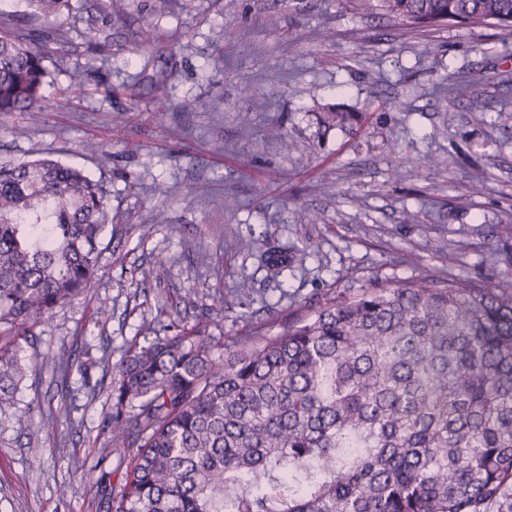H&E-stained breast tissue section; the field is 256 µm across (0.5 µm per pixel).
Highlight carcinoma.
Returning a JSON list of instances; mask_svg holds the SVG:
<instances>
[{
	"label": "carcinoma",
	"mask_w": 512,
	"mask_h": 512,
	"mask_svg": "<svg viewBox=\"0 0 512 512\" xmlns=\"http://www.w3.org/2000/svg\"><path fill=\"white\" fill-rule=\"evenodd\" d=\"M0 14V112L41 107L73 0ZM136 5V46L158 38ZM415 25H495L512 0H361ZM324 131L352 124L321 108ZM100 182L38 157L0 164V335L27 336L99 269ZM113 373L112 451L137 449L112 512H512V281L425 276L340 293L269 336L166 324ZM224 355H214V350ZM18 366L0 345V409Z\"/></svg>",
	"instance_id": "obj_1"
}]
</instances>
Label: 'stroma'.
<instances>
[{
    "label": "stroma",
    "mask_w": 512,
    "mask_h": 512,
    "mask_svg": "<svg viewBox=\"0 0 512 512\" xmlns=\"http://www.w3.org/2000/svg\"><path fill=\"white\" fill-rule=\"evenodd\" d=\"M222 2L168 0L162 39L142 48L106 0L97 30L62 16L68 44L47 63L41 110L0 113V163L85 170L114 219L90 287L16 346L0 512H108L134 464L105 426L112 370L144 321L272 335L374 280L512 279V39L493 25L415 29L351 0ZM334 104L356 120L321 134L316 110ZM282 249L294 261L272 272L265 258ZM62 348L67 372L52 362Z\"/></svg>",
    "instance_id": "35a3bbf8"
}]
</instances>
